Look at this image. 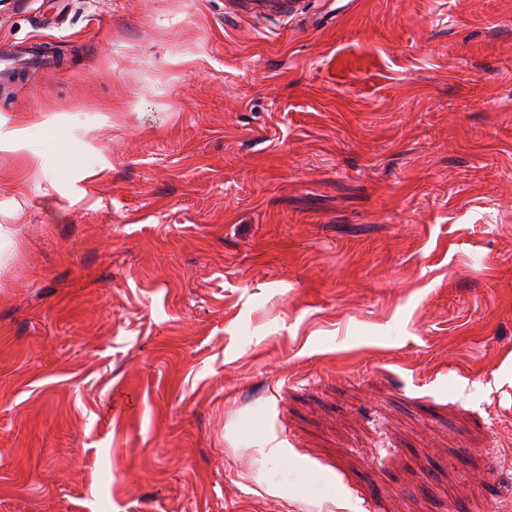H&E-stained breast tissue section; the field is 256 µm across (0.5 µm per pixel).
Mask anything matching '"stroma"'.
Returning <instances> with one entry per match:
<instances>
[{
	"instance_id": "stroma-1",
	"label": "stroma",
	"mask_w": 512,
	"mask_h": 512,
	"mask_svg": "<svg viewBox=\"0 0 512 512\" xmlns=\"http://www.w3.org/2000/svg\"><path fill=\"white\" fill-rule=\"evenodd\" d=\"M34 41L0 512H512V0H7Z\"/></svg>"
}]
</instances>
